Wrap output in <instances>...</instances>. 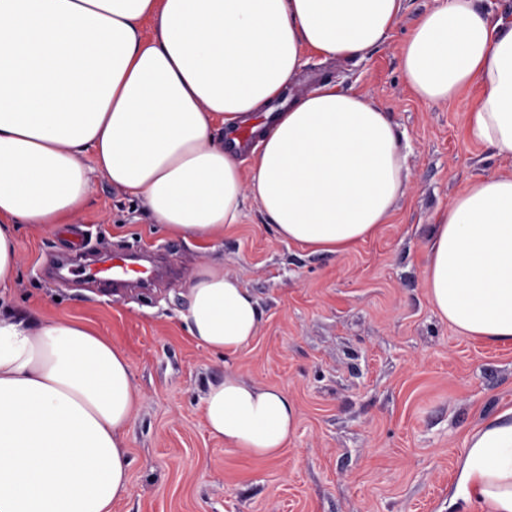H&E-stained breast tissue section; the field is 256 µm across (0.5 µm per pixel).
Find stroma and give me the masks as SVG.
I'll list each match as a JSON object with an SVG mask.
<instances>
[{
	"label": "stroma",
	"mask_w": 512,
	"mask_h": 512,
	"mask_svg": "<svg viewBox=\"0 0 512 512\" xmlns=\"http://www.w3.org/2000/svg\"><path fill=\"white\" fill-rule=\"evenodd\" d=\"M441 3L403 0L365 59L305 54L285 90L332 81L389 112L406 135L403 196L378 233L346 254L282 241L252 200L242 222L204 250L160 231L138 199L99 175L73 223L21 231L12 302L80 321L131 360L129 486L112 512H464L450 497L465 435L512 406V345L463 335L440 317L427 250L452 199L481 178L512 175V160L470 135L476 89L429 101L408 84L403 44ZM131 246L163 254L176 277L116 292L54 273L60 260L83 264ZM216 257L263 312L233 370L296 406L295 432L274 459L225 448L203 419L224 357L193 341L178 314L194 272Z\"/></svg>",
	"instance_id": "stroma-1"
}]
</instances>
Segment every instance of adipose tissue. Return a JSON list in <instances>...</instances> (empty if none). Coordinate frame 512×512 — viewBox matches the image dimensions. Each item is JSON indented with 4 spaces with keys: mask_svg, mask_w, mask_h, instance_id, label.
<instances>
[{
    "mask_svg": "<svg viewBox=\"0 0 512 512\" xmlns=\"http://www.w3.org/2000/svg\"><path fill=\"white\" fill-rule=\"evenodd\" d=\"M402 0H0V289L22 264L18 228L69 224L91 174L153 223L208 244L254 199L284 241L336 254L374 236L404 194L403 135L388 112L326 82L254 126L250 158L224 132L264 109L305 53L365 59ZM421 98L474 86L472 136L512 157V23L445 0L410 33ZM426 284L463 335L512 344V177L456 196L433 227ZM181 320L237 359L261 313L223 259L199 267ZM136 404L125 352L89 326L0 306V512H112ZM227 448L277 457L295 430L287 394L235 372L202 399ZM455 498L512 512V408L465 438Z\"/></svg>",
    "mask_w": 512,
    "mask_h": 512,
    "instance_id": "1",
    "label": "adipose tissue"
}]
</instances>
